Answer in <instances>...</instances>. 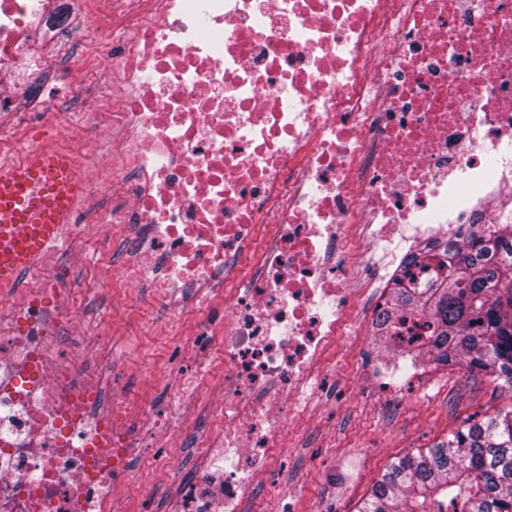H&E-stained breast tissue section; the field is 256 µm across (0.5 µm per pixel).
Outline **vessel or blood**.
<instances>
[{
  "label": "vessel or blood",
  "instance_id": "b4317fda",
  "mask_svg": "<svg viewBox=\"0 0 512 512\" xmlns=\"http://www.w3.org/2000/svg\"><path fill=\"white\" fill-rule=\"evenodd\" d=\"M82 185L63 152L29 151L0 165V287L14 284L57 246Z\"/></svg>",
  "mask_w": 512,
  "mask_h": 512
}]
</instances>
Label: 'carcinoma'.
<instances>
[{
	"mask_svg": "<svg viewBox=\"0 0 512 512\" xmlns=\"http://www.w3.org/2000/svg\"><path fill=\"white\" fill-rule=\"evenodd\" d=\"M425 259L443 273L418 287L409 267ZM373 333L414 365L465 356L495 387L512 390V224L416 247ZM359 512H512V407L392 460Z\"/></svg>",
	"mask_w": 512,
	"mask_h": 512,
	"instance_id": "cac0c4a2",
	"label": "carcinoma"
}]
</instances>
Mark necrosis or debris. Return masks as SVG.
<instances>
[{
	"instance_id": "1",
	"label": "necrosis or debris",
	"mask_w": 512,
	"mask_h": 512,
	"mask_svg": "<svg viewBox=\"0 0 512 512\" xmlns=\"http://www.w3.org/2000/svg\"><path fill=\"white\" fill-rule=\"evenodd\" d=\"M205 5L210 33L196 26ZM112 69L71 155L126 135L105 184L127 261L163 296L195 289L194 336L224 339V477L187 512H242L289 399L383 308L410 235L512 223V0H63ZM45 0H0V102L29 94ZM387 263L366 262L379 245ZM224 282L225 313L206 291ZM0 313V512H122L134 449L90 375L64 282ZM346 298L345 306L335 301Z\"/></svg>"
}]
</instances>
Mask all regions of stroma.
Segmentation results:
<instances>
[{"label":"stroma","mask_w":512,"mask_h":512,"mask_svg":"<svg viewBox=\"0 0 512 512\" xmlns=\"http://www.w3.org/2000/svg\"><path fill=\"white\" fill-rule=\"evenodd\" d=\"M71 43L59 54L44 41V63L29 77V97L19 103L20 124L0 162L26 149L29 134L49 128V104L67 101L70 125L83 122L80 100L70 97L68 75L95 66L96 80L84 96L112 97V73L85 45L76 26L61 31ZM59 37V38H60ZM80 235H64L38 264L41 274H65L81 333L94 344L95 359L113 362V388L133 401L173 410L181 421L154 433L151 447L132 456L113 482L127 512L142 502L155 512H180L181 485L210 469L224 446L218 403L224 399V339H212L213 357L198 364L184 353L192 313L175 310L128 267L119 230L106 233L86 205L78 207ZM83 252V265L73 256ZM382 355L373 336L344 344L336 366L320 379V395L307 410L291 411L276 435L268 472L257 482L244 512H357L384 468L395 457L448 438L467 419L485 420L506 405L512 392L494 388L466 364L416 368L396 362L392 383L373 369Z\"/></svg>","instance_id":"obj_1"}]
</instances>
